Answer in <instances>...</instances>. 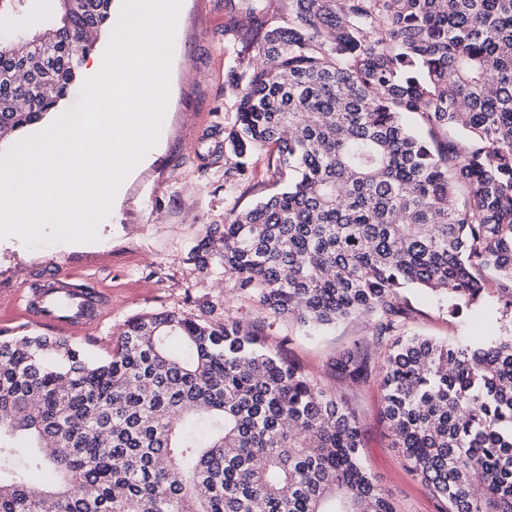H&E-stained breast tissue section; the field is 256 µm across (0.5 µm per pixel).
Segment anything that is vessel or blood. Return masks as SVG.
Here are the masks:
<instances>
[{
	"mask_svg": "<svg viewBox=\"0 0 512 512\" xmlns=\"http://www.w3.org/2000/svg\"><path fill=\"white\" fill-rule=\"evenodd\" d=\"M111 307L112 297L105 289L54 271L44 274L41 284L22 296L18 315L34 325L79 333L100 324Z\"/></svg>",
	"mask_w": 512,
	"mask_h": 512,
	"instance_id": "obj_1",
	"label": "vessel or blood"
}]
</instances>
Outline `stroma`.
Here are the masks:
<instances>
[{"mask_svg": "<svg viewBox=\"0 0 512 512\" xmlns=\"http://www.w3.org/2000/svg\"><path fill=\"white\" fill-rule=\"evenodd\" d=\"M249 35L244 10L230 9L226 0H181L168 71L169 99L147 162L126 179L121 197L98 225V241L30 248L19 236L0 238V332L18 333V299L50 269L112 291V312L101 327L75 338L92 360L103 359L113 338L142 314L191 313L198 304L213 301L219 319L263 317L256 299L233 293L221 263L203 274L187 260L209 225L223 223L230 210L246 209L275 189L267 149L253 153L242 181L225 177L224 157L214 152V129L229 132L236 120L228 80L231 71L244 69L250 59L244 51ZM403 294L411 310L409 333L444 341L499 330L495 304H487L481 313L454 315L446 302L421 289L407 288ZM271 334L287 359L319 386L336 391L354 410L364 463L389 494L395 512H446V503L391 447L380 416L379 383L351 388L338 382L331 370L337 354L369 341V324L348 320L309 336L285 318L276 320Z\"/></svg>", "mask_w": 512, "mask_h": 512, "instance_id": "1", "label": "stroma"}]
</instances>
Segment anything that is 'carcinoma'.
<instances>
[{
    "mask_svg": "<svg viewBox=\"0 0 512 512\" xmlns=\"http://www.w3.org/2000/svg\"><path fill=\"white\" fill-rule=\"evenodd\" d=\"M243 2L259 63L229 81L224 175L268 147L280 188L188 261L275 319L371 321L377 365L355 349L332 370L378 380L392 447L448 512H512V326L406 335L401 293L512 314V0H286L276 27ZM23 3L0 0L3 142L56 110L112 14L54 0L19 41ZM198 310L132 319L96 362L0 336V512H394L356 415L268 344L274 322Z\"/></svg>",
    "mask_w": 512,
    "mask_h": 512,
    "instance_id": "carcinoma-1",
    "label": "carcinoma"
}]
</instances>
